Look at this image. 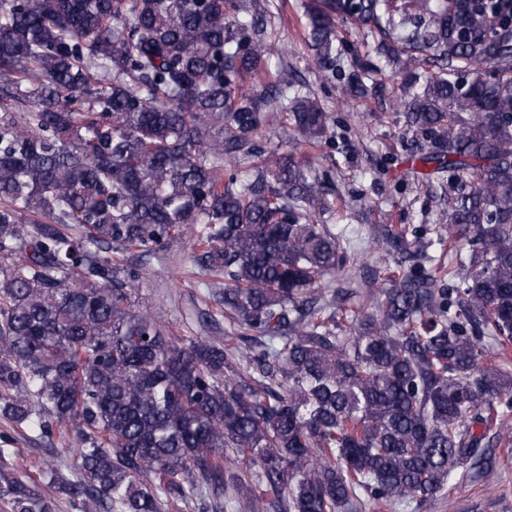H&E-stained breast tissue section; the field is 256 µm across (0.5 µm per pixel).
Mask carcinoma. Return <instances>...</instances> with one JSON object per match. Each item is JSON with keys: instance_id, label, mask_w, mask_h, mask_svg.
I'll list each match as a JSON object with an SVG mask.
<instances>
[{"instance_id": "carcinoma-1", "label": "carcinoma", "mask_w": 512, "mask_h": 512, "mask_svg": "<svg viewBox=\"0 0 512 512\" xmlns=\"http://www.w3.org/2000/svg\"><path fill=\"white\" fill-rule=\"evenodd\" d=\"M320 0L325 80L366 36L448 263L367 301L321 223V100L288 80L268 0H0V416L66 443L0 469L9 512H363L449 496L512 416V0ZM224 339L136 303L135 250L186 233ZM371 224L367 253L406 254ZM498 360L487 361L492 353Z\"/></svg>"}]
</instances>
